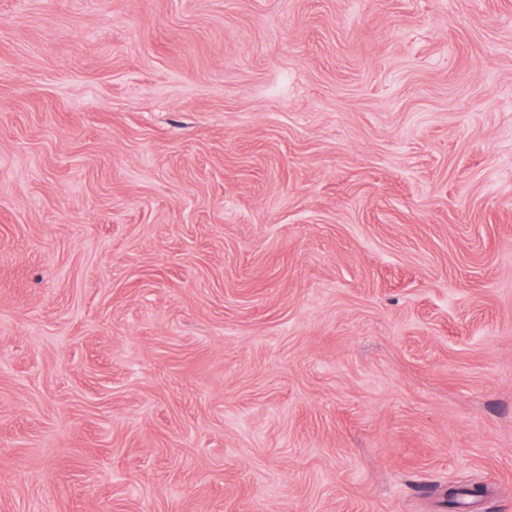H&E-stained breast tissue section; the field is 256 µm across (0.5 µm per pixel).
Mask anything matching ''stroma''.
I'll list each match as a JSON object with an SVG mask.
<instances>
[{
    "instance_id": "1",
    "label": "stroma",
    "mask_w": 512,
    "mask_h": 512,
    "mask_svg": "<svg viewBox=\"0 0 512 512\" xmlns=\"http://www.w3.org/2000/svg\"><path fill=\"white\" fill-rule=\"evenodd\" d=\"M512 512V0H0V512Z\"/></svg>"
}]
</instances>
